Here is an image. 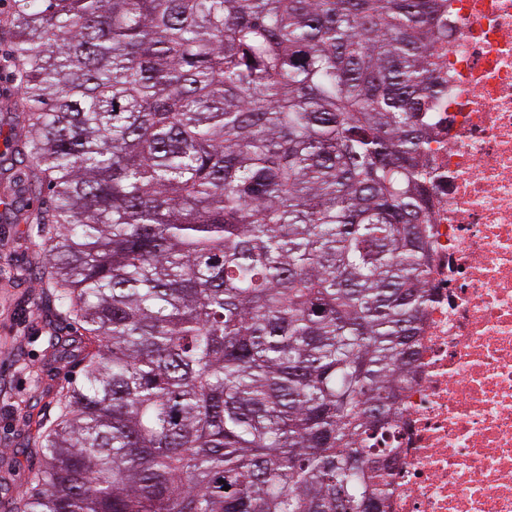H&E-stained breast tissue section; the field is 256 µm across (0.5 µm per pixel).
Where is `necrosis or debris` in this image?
Returning a JSON list of instances; mask_svg holds the SVG:
<instances>
[{
	"mask_svg": "<svg viewBox=\"0 0 512 512\" xmlns=\"http://www.w3.org/2000/svg\"><path fill=\"white\" fill-rule=\"evenodd\" d=\"M433 267L391 512H512V0H452Z\"/></svg>",
	"mask_w": 512,
	"mask_h": 512,
	"instance_id": "obj_1",
	"label": "necrosis or debris"
}]
</instances>
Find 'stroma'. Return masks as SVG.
<instances>
[{
	"mask_svg": "<svg viewBox=\"0 0 512 512\" xmlns=\"http://www.w3.org/2000/svg\"><path fill=\"white\" fill-rule=\"evenodd\" d=\"M11 194L0 174V512H15L39 466L38 432L81 372L76 327L55 315L40 286L37 240L25 211L5 205Z\"/></svg>",
	"mask_w": 512,
	"mask_h": 512,
	"instance_id": "1",
	"label": "stroma"
}]
</instances>
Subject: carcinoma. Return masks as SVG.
Wrapping results in <instances>:
<instances>
[{
  "label": "carcinoma",
  "instance_id": "cac0c4a2",
  "mask_svg": "<svg viewBox=\"0 0 512 512\" xmlns=\"http://www.w3.org/2000/svg\"><path fill=\"white\" fill-rule=\"evenodd\" d=\"M450 13L13 0L0 163L84 361L20 512H388Z\"/></svg>",
  "mask_w": 512,
  "mask_h": 512
}]
</instances>
